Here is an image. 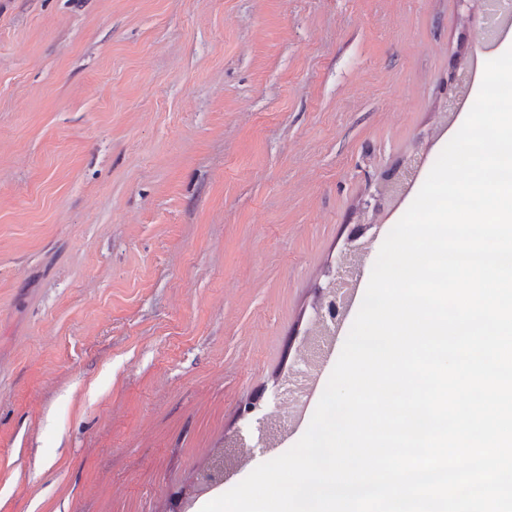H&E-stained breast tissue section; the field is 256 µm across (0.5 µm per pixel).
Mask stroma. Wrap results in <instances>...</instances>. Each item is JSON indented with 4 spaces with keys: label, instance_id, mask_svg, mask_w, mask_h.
I'll return each instance as SVG.
<instances>
[{
    "label": "stroma",
    "instance_id": "obj_1",
    "mask_svg": "<svg viewBox=\"0 0 512 512\" xmlns=\"http://www.w3.org/2000/svg\"><path fill=\"white\" fill-rule=\"evenodd\" d=\"M456 0H0V512H200L359 202L458 131Z\"/></svg>",
    "mask_w": 512,
    "mask_h": 512
}]
</instances>
